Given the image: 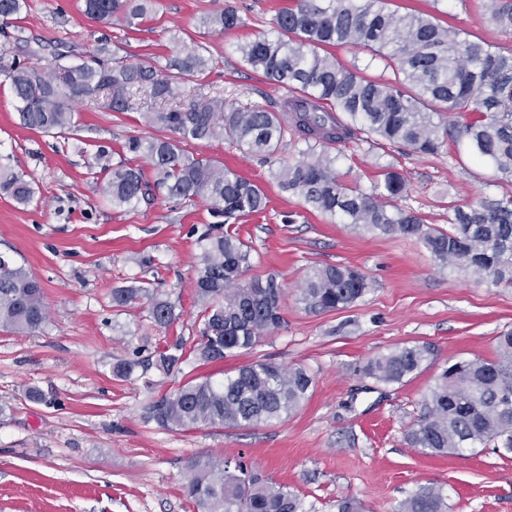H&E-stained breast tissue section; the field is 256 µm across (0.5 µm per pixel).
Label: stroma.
<instances>
[{"label": "stroma", "mask_w": 512, "mask_h": 512, "mask_svg": "<svg viewBox=\"0 0 512 512\" xmlns=\"http://www.w3.org/2000/svg\"><path fill=\"white\" fill-rule=\"evenodd\" d=\"M486 2L391 0L390 7L429 14L512 50V34L491 21ZM291 3L157 0L129 29L90 21L79 0H26L18 19L0 23V55L27 62L36 50L72 65L104 45L113 63L150 58L163 66L192 42L210 58V68L184 80L175 104L204 93L277 112L285 90L247 67L237 47L272 34L277 12ZM225 7L236 9L239 27L220 32L203 25L205 16ZM135 102L129 112L80 104L68 135L41 133L20 126L17 102L0 74V165L27 174L35 187L25 206L0 193V253L39 279L49 310L39 331L0 328V512H194L183 486L187 461L201 453L243 462L287 486L305 512H336L343 498L359 501L363 512H394L432 483L447 495L448 512H512V454L487 448L433 455L405 441L419 398L443 366L495 356L497 336L512 330V284L439 269L416 238L372 233L307 210L273 177L292 160L293 146L268 160L227 140L184 145L265 191L266 209L233 228L251 248L246 280L271 274L283 280L284 327L218 365L191 358L167 376H113L116 360L196 343V239L212 221L204 200L181 205L159 192L151 202L116 209L99 192L101 167L127 157L128 137L164 134L145 117L156 101L139 95ZM100 149L105 155L96 168L91 161ZM391 167L408 178L409 204L440 227L449 204L512 190L492 163L462 144L434 156L408 155L385 143L349 146L336 160L342 180L366 190ZM329 264L360 269L371 287L350 307L307 312L297 288L310 268ZM142 280L161 282L175 302L177 318L168 328L150 323L146 304L113 307V288ZM426 343L433 360L404 384L364 372L374 357ZM264 360L305 367L315 378L309 399L288 418L193 431L147 420L156 400L189 379L217 378ZM32 388L41 391V401L28 399Z\"/></svg>", "instance_id": "1"}]
</instances>
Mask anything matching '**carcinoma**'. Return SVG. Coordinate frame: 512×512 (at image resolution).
Instances as JSON below:
<instances>
[{
	"label": "carcinoma",
	"mask_w": 512,
	"mask_h": 512,
	"mask_svg": "<svg viewBox=\"0 0 512 512\" xmlns=\"http://www.w3.org/2000/svg\"><path fill=\"white\" fill-rule=\"evenodd\" d=\"M154 0H82L81 12L104 24L128 27L143 18ZM491 19L512 30V0H489ZM203 24L220 31L241 24L236 11L222 9ZM354 47L380 59L392 72L372 78L341 64L331 48ZM243 61L285 89L283 112L255 102L226 105L221 96L146 113L147 121L173 133L144 140L133 136L126 152L143 156L155 171L154 184L141 171L120 162L105 174L99 191L116 208L134 207L163 190L183 204L206 199L217 222L198 235L196 290L203 305L202 328L192 353L204 363L253 348L280 329L284 288L275 275L243 280L250 247L230 222L266 208L256 184L211 159L194 158L180 144L227 139L269 158L284 135L299 145L297 159L274 173L284 191L307 209L371 231L398 233L424 242L441 268L464 265L493 283H512V195H486L466 207L448 206V228L426 223L421 213L402 205L408 180L395 169L366 191L346 184L336 173L332 145L374 144L379 137L409 154L437 155L448 138L464 139L479 158L512 177V51L450 30L427 14L391 11L386 0H297L275 18V35L238 47ZM101 48L90 61L65 66L0 64L17 101L20 124L42 133L63 134L74 127V106L99 104L112 112L134 108L133 91L153 99L177 95L182 81L209 69L210 59L195 44H182L162 69L152 61L112 66ZM0 191L17 204L34 197L25 175L0 169ZM369 290L367 277L345 265L311 270L298 289L305 309L326 313L354 304ZM149 303L151 323L166 328L176 319L174 302L152 283L112 289V306ZM48 321L39 280L13 259L0 255V327L35 332ZM182 344L158 350L144 360L125 359L112 374L128 378L137 369L172 373L184 361ZM428 345L404 346L378 356L365 374L387 384H402L429 360ZM314 377L303 367L260 361L224 378L200 376L149 407L146 419L161 427L238 428L281 421L310 397ZM406 443L432 454H453L512 443V332L498 337L493 359L458 360L438 375L418 402ZM186 496L197 512H303L297 494L262 480L241 463L218 464L208 455L187 461ZM397 512H448L443 488L421 486L402 500Z\"/></svg>",
	"instance_id": "obj_1"
}]
</instances>
